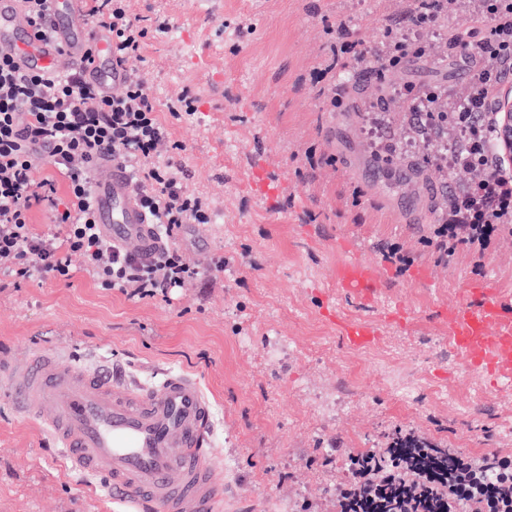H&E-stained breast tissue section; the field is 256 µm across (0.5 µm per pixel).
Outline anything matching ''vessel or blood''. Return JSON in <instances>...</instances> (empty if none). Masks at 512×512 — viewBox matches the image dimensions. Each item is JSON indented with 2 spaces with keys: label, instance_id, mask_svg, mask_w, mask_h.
Returning <instances> with one entry per match:
<instances>
[{
  "label": "vessel or blood",
  "instance_id": "obj_1",
  "mask_svg": "<svg viewBox=\"0 0 512 512\" xmlns=\"http://www.w3.org/2000/svg\"><path fill=\"white\" fill-rule=\"evenodd\" d=\"M24 0H0V47L20 72L42 74L67 57L88 81L111 92L125 80L112 57L109 29L89 30L83 0H53L52 33L38 36L23 19ZM95 219L116 241L154 245L152 230L118 160L99 155L92 176ZM336 283L362 301L375 298L376 271L359 258L336 269ZM448 314V336L470 371L489 377L497 391L512 389V313L492 282ZM342 341L377 342L373 324L343 320ZM0 395L22 418L40 419L72 472L108 490L129 512H221L210 437L213 406L197 376L168 373L156 384H128L38 349L25 361L0 362Z\"/></svg>",
  "mask_w": 512,
  "mask_h": 512
}]
</instances>
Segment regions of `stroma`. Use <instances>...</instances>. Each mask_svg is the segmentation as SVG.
<instances>
[{
	"instance_id": "35a3bbf8",
	"label": "stroma",
	"mask_w": 512,
	"mask_h": 512,
	"mask_svg": "<svg viewBox=\"0 0 512 512\" xmlns=\"http://www.w3.org/2000/svg\"><path fill=\"white\" fill-rule=\"evenodd\" d=\"M133 13L146 26L158 15L170 21L167 33H149L143 74L183 146L171 161L214 204L212 223L187 225L179 242L201 264L216 255L227 264L167 301L100 287L77 255L66 283L0 276V357L51 349L91 366L123 365L143 385L166 371L196 373L215 408L223 512H292L308 499L336 512V486L348 478L336 447L378 448L398 428L472 455L512 453V392H489L449 350L441 317L483 279L512 303V241L493 243L479 263L463 251L438 261L421 239L433 199L456 179L442 181L421 158L372 164L361 123L330 109L307 78L343 14L352 36L378 39L385 0H219L211 14L194 0H136ZM471 76L413 61L382 71L380 82L391 90ZM184 88L196 98L188 119L164 108ZM309 149L333 165L310 171ZM345 241L377 269L375 302L336 286ZM393 242L413 258L402 276L383 258ZM394 302L411 312L408 323L386 320ZM340 316L375 322L376 344H345ZM389 363L416 386L414 402L397 394ZM0 512L123 509L72 474L40 426L16 420L0 399Z\"/></svg>"
}]
</instances>
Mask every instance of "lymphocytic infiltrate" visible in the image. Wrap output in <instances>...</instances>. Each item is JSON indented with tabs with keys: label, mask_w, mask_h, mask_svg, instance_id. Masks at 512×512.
Wrapping results in <instances>:
<instances>
[{
	"label": "lymphocytic infiltrate",
	"mask_w": 512,
	"mask_h": 512,
	"mask_svg": "<svg viewBox=\"0 0 512 512\" xmlns=\"http://www.w3.org/2000/svg\"><path fill=\"white\" fill-rule=\"evenodd\" d=\"M391 9L378 40L349 39L346 21L325 58L310 72L325 96L336 94L329 75L354 65L365 75L401 69L426 58L454 61L474 69L472 79L446 88L406 82L394 91L395 109L382 112L377 99L366 105L368 145L388 155L416 146L445 175L459 176L451 195L436 207L434 232L426 239L439 259L458 249L482 258L494 240L512 236V163H505L496 137L492 104L512 77V0H389ZM468 8L469 24L449 19ZM90 28L107 27L112 53L127 77L112 94L82 80L76 69L48 77L17 72L11 50L0 47V275L14 281L35 277L68 281L70 255L82 256L101 287L139 301L167 296L224 269V257L201 268L177 243L185 225L212 220L210 203L190 193L183 172L161 159L169 142L156 100L140 65L149 31H167L166 17L142 25L130 0H86ZM124 162L132 190L161 242L152 252L112 242L91 209V170L96 153ZM57 178H38L43 165ZM40 207L64 225L63 242L35 233L31 212ZM349 463V479L338 491V512H380L387 501L407 503L411 512H512V457L491 448L480 456L449 452L447 462L418 471L400 448H379L357 467L353 453L338 449Z\"/></svg>",
	"instance_id": "obj_1"
}]
</instances>
